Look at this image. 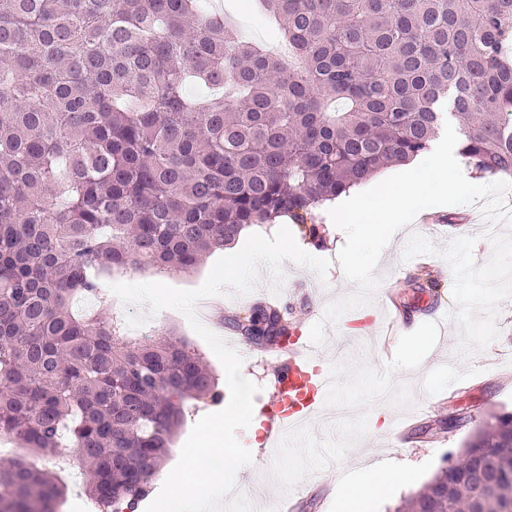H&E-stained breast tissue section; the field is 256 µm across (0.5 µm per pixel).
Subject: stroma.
Wrapping results in <instances>:
<instances>
[{"label":"stroma","mask_w":512,"mask_h":512,"mask_svg":"<svg viewBox=\"0 0 512 512\" xmlns=\"http://www.w3.org/2000/svg\"><path fill=\"white\" fill-rule=\"evenodd\" d=\"M205 6L222 9L245 38L273 43L271 24L258 13L244 9L241 0H206ZM413 231L439 247L457 237H474V256L480 264L492 252L485 222L479 209L472 205L425 209L422 220L393 236L376 270L381 279L376 295L378 299L389 298L407 311L409 324L390 338L383 355L378 352L383 320L376 303L346 312L336 325L327 328L328 344L352 345L351 352L337 359L332 370L337 378L335 400L350 404L356 415L349 421H333L327 412H320L298 437L296 447L255 456L250 468L237 475L236 486L250 494L260 512L292 488L298 496L296 512H336L337 495L345 477L373 462L416 471L419 484H426L458 455L487 415L512 414V300L501 305L499 338L483 351L459 354L458 328L441 315L443 307L454 303L452 272L443 259L434 255L403 260L405 243ZM344 242V233L330 224L319 247L304 243V250H315L317 257L329 260L325 277L293 262L283 266L285 278L278 304L287 309L300 336H308L329 303L356 291L337 260ZM219 257V252L207 253L195 271L180 276L161 279L150 271L127 270L114 274L112 280L146 283L161 279L176 288L194 289L202 285ZM424 266L440 288L436 294L421 297L417 291ZM72 310L80 315L102 312L120 320L131 313L147 316L145 325L134 328L137 336H160L168 328H175L219 379V392H226L222 364L180 312L165 309L153 315L147 306L128 307L117 298L107 309L92 299L77 300ZM415 335L428 337L430 355H406L405 345ZM233 346L244 359V376L259 387L255 406L265 408L270 401L268 383L274 359L240 338ZM453 412L463 416L460 426L431 439L416 435L408 443H394L399 427L408 426L417 432L434 421L447 419Z\"/></svg>","instance_id":"35a3bbf8"}]
</instances>
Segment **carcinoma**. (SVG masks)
Instances as JSON below:
<instances>
[{"label": "carcinoma", "mask_w": 512, "mask_h": 512, "mask_svg": "<svg viewBox=\"0 0 512 512\" xmlns=\"http://www.w3.org/2000/svg\"><path fill=\"white\" fill-rule=\"evenodd\" d=\"M284 58L202 0H0V512H59L45 466L74 448L103 512H136L214 374L175 333L77 315L127 269L194 270L254 224L315 211L429 150L450 121L482 174L512 177V0H256ZM192 79L224 95L197 102ZM288 337L258 301L229 318ZM512 415L395 512H503Z\"/></svg>", "instance_id": "obj_1"}]
</instances>
